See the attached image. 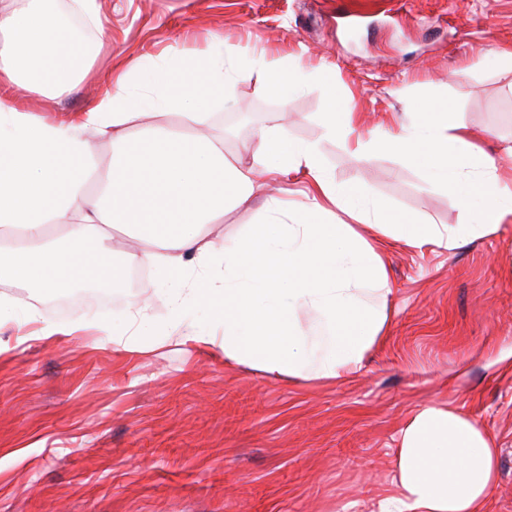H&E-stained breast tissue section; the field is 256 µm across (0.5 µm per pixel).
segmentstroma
<instances>
[{
    "label": "stroma",
    "mask_w": 512,
    "mask_h": 512,
    "mask_svg": "<svg viewBox=\"0 0 512 512\" xmlns=\"http://www.w3.org/2000/svg\"><path fill=\"white\" fill-rule=\"evenodd\" d=\"M91 29L73 0L56 11L99 54L85 82L57 99L22 97L56 123L91 106L114 73L142 55L170 61L231 49L247 70L230 99L212 105L203 132L223 135L231 163H254L256 129L285 126L291 139L318 142L336 183H359L393 211L438 225L462 210L401 155L354 151V139L395 136L410 125L413 101L451 105L508 177L512 161V0H97ZM361 10L370 28L351 31ZM265 56L315 76L281 97ZM359 113L354 138L322 135L329 107ZM306 184L290 174L262 181L251 204L225 212L206 231L233 246L270 198L304 203ZM393 292L384 341L361 370L329 382L293 383L225 362L224 326L195 304L185 322L145 273L139 287L117 282L70 310L52 296L0 285L22 308L0 323V512H377L392 489L395 439L420 407L459 409L499 443L497 482L487 512H512V217L495 232L453 250L388 247ZM37 309L61 333L36 339ZM153 321L133 350L112 326Z\"/></svg>",
    "instance_id": "obj_1"
}]
</instances>
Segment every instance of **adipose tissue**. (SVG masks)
I'll return each mask as SVG.
<instances>
[{"instance_id": "adipose-tissue-1", "label": "adipose tissue", "mask_w": 512, "mask_h": 512, "mask_svg": "<svg viewBox=\"0 0 512 512\" xmlns=\"http://www.w3.org/2000/svg\"><path fill=\"white\" fill-rule=\"evenodd\" d=\"M50 0L0 5V283L52 293L85 284L112 285L128 269L147 267L169 282L188 265L207 269L224 255V285L173 291L172 315L208 304L224 325L225 362L274 377L336 380L361 369L383 340L391 292L387 241L448 250L495 230L512 215V189L498 164L448 120L447 105L421 102L404 132L357 142L368 154L390 149L419 167L426 179L450 188L465 218L453 227L427 224L388 210L356 184L338 185L324 170L319 145L293 141L278 130L256 135L257 167L224 156V140L200 136L207 105L230 96L242 71H228L215 49L201 60L169 63L141 58L133 74L115 80L77 120L49 124L20 106L11 89L58 97L92 70L93 50L48 19ZM177 109L183 130L143 127L145 116ZM108 139L115 152L98 171L87 133ZM270 179L305 172L312 180L306 206L291 211L271 200L261 224L239 244L218 251L204 229L226 211L249 204L256 174ZM98 174L95 191L87 179ZM134 230L138 247L116 251L105 226ZM63 226V236L50 230ZM323 315L333 334L316 370L310 346L294 319L298 308ZM494 437L457 409L429 405L400 430L394 454L393 495L381 512H485L497 477Z\"/></svg>"}]
</instances>
